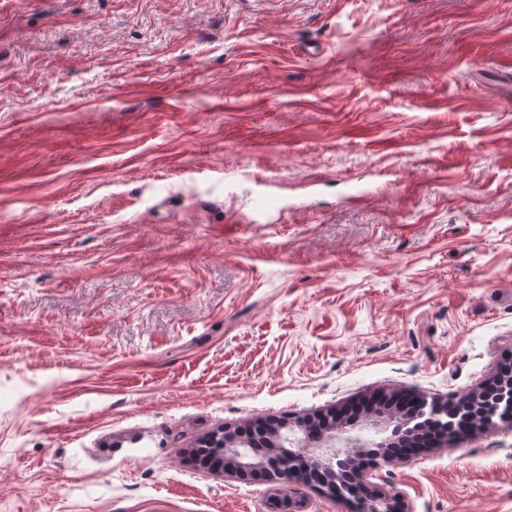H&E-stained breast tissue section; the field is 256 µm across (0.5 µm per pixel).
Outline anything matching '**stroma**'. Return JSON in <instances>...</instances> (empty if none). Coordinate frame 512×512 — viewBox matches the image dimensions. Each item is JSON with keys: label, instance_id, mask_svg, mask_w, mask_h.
<instances>
[{"label": "stroma", "instance_id": "stroma-1", "mask_svg": "<svg viewBox=\"0 0 512 512\" xmlns=\"http://www.w3.org/2000/svg\"><path fill=\"white\" fill-rule=\"evenodd\" d=\"M512 355V0H0V512H349L191 452ZM512 512V428L376 473Z\"/></svg>", "mask_w": 512, "mask_h": 512}]
</instances>
